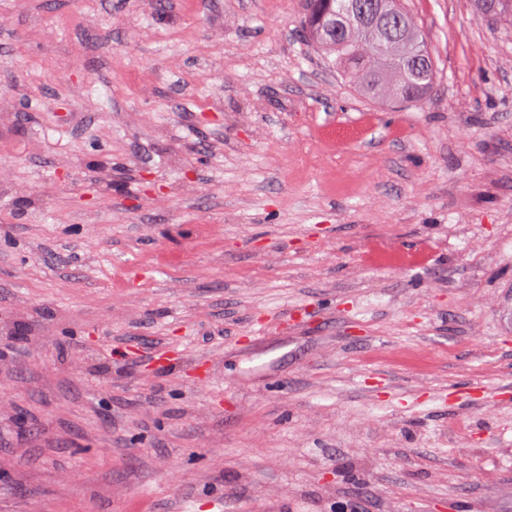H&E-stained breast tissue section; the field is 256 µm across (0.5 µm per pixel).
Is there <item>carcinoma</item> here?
<instances>
[{
    "mask_svg": "<svg viewBox=\"0 0 512 512\" xmlns=\"http://www.w3.org/2000/svg\"><path fill=\"white\" fill-rule=\"evenodd\" d=\"M477 16L512 28V0H471ZM401 29L389 40L364 23L348 0H303L300 33L364 96L377 102L419 103L436 81V65L423 31L403 0H389Z\"/></svg>",
    "mask_w": 512,
    "mask_h": 512,
    "instance_id": "obj_1",
    "label": "carcinoma"
}]
</instances>
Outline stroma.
Returning a JSON list of instances; mask_svg holds the SVG:
<instances>
[{
  "instance_id": "1",
  "label": "stroma",
  "mask_w": 512,
  "mask_h": 512,
  "mask_svg": "<svg viewBox=\"0 0 512 512\" xmlns=\"http://www.w3.org/2000/svg\"><path fill=\"white\" fill-rule=\"evenodd\" d=\"M423 103L302 0H0V512H512V29Z\"/></svg>"
}]
</instances>
